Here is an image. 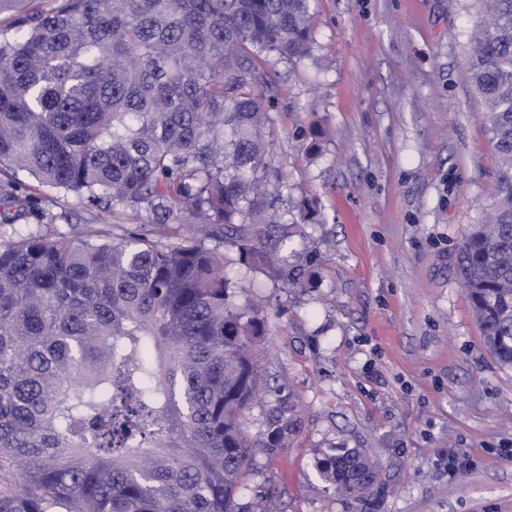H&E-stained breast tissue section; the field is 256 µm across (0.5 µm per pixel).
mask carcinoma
<instances>
[{
  "instance_id": "obj_1",
  "label": "carcinoma",
  "mask_w": 512,
  "mask_h": 512,
  "mask_svg": "<svg viewBox=\"0 0 512 512\" xmlns=\"http://www.w3.org/2000/svg\"><path fill=\"white\" fill-rule=\"evenodd\" d=\"M468 69L499 167L458 276L489 353L512 367V0H481ZM316 0H0V172L114 210L140 230L0 240V512H265L239 502L268 392L266 316L245 277L312 274L279 255L300 220L258 190L271 162L270 68L312 50ZM34 213L0 186V224ZM199 224L214 240L178 239ZM355 500L377 478L359 448H320Z\"/></svg>"
}]
</instances>
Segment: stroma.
I'll use <instances>...</instances> for the list:
<instances>
[{"label": "stroma", "instance_id": "1", "mask_svg": "<svg viewBox=\"0 0 512 512\" xmlns=\"http://www.w3.org/2000/svg\"><path fill=\"white\" fill-rule=\"evenodd\" d=\"M478 0H318L312 53L271 74L280 210L317 201L322 221L282 247L312 255L308 288L255 277L266 307L265 371L273 387L248 415L249 435L293 408L286 447L256 449L239 497L272 495L279 512H512V369L485 348L456 277L465 230L495 189L497 158L467 68ZM332 134L305 152L315 125ZM27 233L132 228L111 213L44 194ZM366 449L380 478L361 501L326 490L317 448ZM456 463H449V456Z\"/></svg>", "mask_w": 512, "mask_h": 512}]
</instances>
